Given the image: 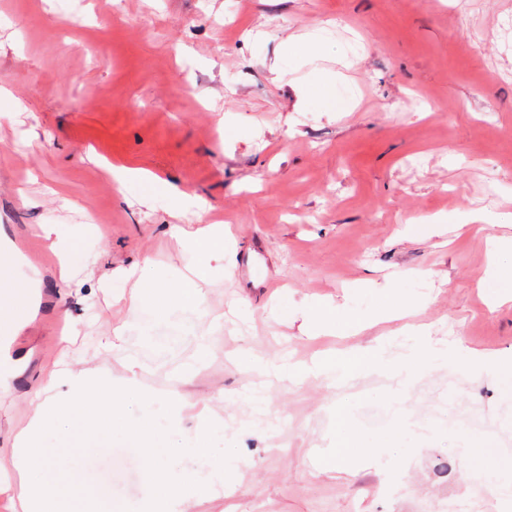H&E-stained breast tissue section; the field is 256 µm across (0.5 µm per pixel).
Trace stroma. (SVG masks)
I'll return each instance as SVG.
<instances>
[{
  "label": "stroma",
  "instance_id": "obj_1",
  "mask_svg": "<svg viewBox=\"0 0 512 512\" xmlns=\"http://www.w3.org/2000/svg\"><path fill=\"white\" fill-rule=\"evenodd\" d=\"M62 9L0 0V233L14 243L0 258L30 282L33 312L8 341L0 464L49 371L122 372L105 347L122 326L143 384L162 392L193 368L182 392L223 416L239 459L188 512H512L482 508L492 478L478 472L485 455L512 471V301L495 304L487 277L512 226L468 221L490 192L512 214V0H80L78 33ZM314 34V58L289 57ZM330 75L334 101L313 84ZM116 166L153 178L121 184ZM171 186L205 202L231 244L202 306L173 312L179 337L159 359L139 327L163 336L169 320L114 295L144 259L166 278L190 262L171 227L192 217ZM44 224L74 248L75 280L60 281ZM390 292L437 347L460 348L411 390L391 371L332 387L241 361L309 365L373 345L399 322L311 338L304 314L328 302L370 313ZM340 405L374 450L355 473L317 467ZM124 445L82 434L55 467L132 512L146 473L137 454L113 456ZM244 363L250 370H256L268 375L280 377L283 374L290 373L291 369L288 370V364L283 359H264L249 354H244Z\"/></svg>",
  "mask_w": 512,
  "mask_h": 512
}]
</instances>
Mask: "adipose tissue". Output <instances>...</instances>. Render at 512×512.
Here are the masks:
<instances>
[{
    "mask_svg": "<svg viewBox=\"0 0 512 512\" xmlns=\"http://www.w3.org/2000/svg\"><path fill=\"white\" fill-rule=\"evenodd\" d=\"M173 235L194 259L190 275L172 288L158 277L150 263L132 268L126 278L133 283L130 300L135 307L147 306L161 315L172 308L195 310L203 304L200 285L208 281L215 264L223 261L229 234L223 225L205 224L174 226ZM406 337L409 352L402 359L392 358L387 345H374L327 353L309 372L333 385L372 369L389 368L402 375L404 387H411L431 365L438 350L431 344L425 327L409 326ZM44 392L43 399L33 402L27 426L13 436L12 470L0 473V489L17 500L22 512H78L73 506L74 491L69 480L49 482L37 477L31 459L45 433H52L58 443H68L72 414L90 406L101 415L99 434L108 436L114 427L125 426L130 447L145 450L147 482L137 512H186L193 497L223 484L237 470L236 456L221 445L223 418L202 410L197 414L195 430H184L183 413L190 408V401L146 388L134 365H127L119 377L104 368H63L50 375ZM132 408L145 413L141 425L126 426L125 415ZM179 459L196 461V469L177 468L175 462Z\"/></svg>",
    "mask_w": 512,
    "mask_h": 512,
    "instance_id": "adipose-tissue-1",
    "label": "adipose tissue"
}]
</instances>
